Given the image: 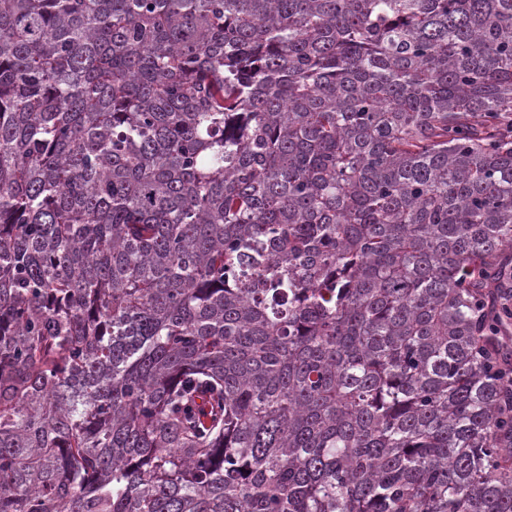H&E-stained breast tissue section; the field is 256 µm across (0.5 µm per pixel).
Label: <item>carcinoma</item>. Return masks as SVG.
Listing matches in <instances>:
<instances>
[{"label":"carcinoma","mask_w":512,"mask_h":512,"mask_svg":"<svg viewBox=\"0 0 512 512\" xmlns=\"http://www.w3.org/2000/svg\"><path fill=\"white\" fill-rule=\"evenodd\" d=\"M512 0H0V512H512Z\"/></svg>","instance_id":"carcinoma-1"}]
</instances>
